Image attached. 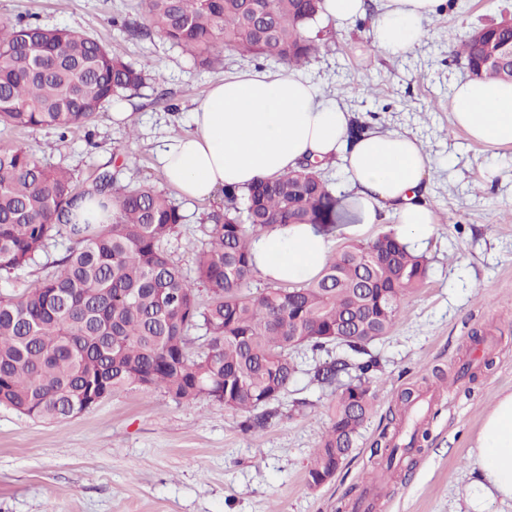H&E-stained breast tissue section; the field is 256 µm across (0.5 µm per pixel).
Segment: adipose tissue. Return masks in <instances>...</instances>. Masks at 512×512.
I'll return each mask as SVG.
<instances>
[{
	"instance_id": "adipose-tissue-1",
	"label": "adipose tissue",
	"mask_w": 512,
	"mask_h": 512,
	"mask_svg": "<svg viewBox=\"0 0 512 512\" xmlns=\"http://www.w3.org/2000/svg\"><path fill=\"white\" fill-rule=\"evenodd\" d=\"M444 0H384L373 22L375 47L391 56L411 53ZM455 127L490 149L512 145V83L469 79L448 100ZM350 114L323 99L296 70H248L214 83L193 112L194 129L161 150L166 178L186 198L205 200L219 188L247 189L304 161H342L362 223L391 211L403 241L420 244L438 217L425 201L432 176L428 155L412 137L372 131L348 136ZM261 275L286 283L315 278L330 251L329 237L309 224H291L253 238ZM476 476L467 490L473 512L512 504V391L499 393L477 436Z\"/></svg>"
}]
</instances>
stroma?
I'll return each mask as SVG.
<instances>
[{
  "label": "stroma",
  "mask_w": 512,
  "mask_h": 512,
  "mask_svg": "<svg viewBox=\"0 0 512 512\" xmlns=\"http://www.w3.org/2000/svg\"><path fill=\"white\" fill-rule=\"evenodd\" d=\"M365 2L366 16L347 25L320 20L326 45L301 73L371 129L421 144L439 223L416 248L428 261L423 286L370 347L380 363L373 407L343 467L320 487L307 482L340 387L312 381L310 368L326 355L302 347L272 419L248 432L242 414L211 398L185 405L140 387L61 424L0 407V512H356L377 473L385 482L372 512H469L476 437L496 396L512 391V146L486 149L453 126L448 99L469 73L448 35L512 17V0H446L423 42L397 58L373 46L381 0ZM0 15L77 31L125 62L153 64L157 80L112 101L88 127L62 139L50 128L0 125V147L30 145L81 190L106 169L119 184L165 192L185 217L167 252L194 275L206 216L224 196L180 198L158 153L192 129L212 84L250 61L228 54L205 69L158 32L129 36L128 27L147 24L140 0H0ZM117 112L129 120H114ZM68 246L56 239L37 265L0 277V294L33 287Z\"/></svg>",
  "instance_id": "1"
}]
</instances>
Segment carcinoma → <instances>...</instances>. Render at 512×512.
Segmentation results:
<instances>
[{
    "mask_svg": "<svg viewBox=\"0 0 512 512\" xmlns=\"http://www.w3.org/2000/svg\"><path fill=\"white\" fill-rule=\"evenodd\" d=\"M144 8L149 28L204 68L230 52L298 69L320 50L307 32L324 0H144ZM510 37L503 20L448 41L477 78L510 83L512 69L490 68L482 54ZM151 72L150 63L128 64L83 33L0 17V124L52 127L63 139L112 99L143 87ZM223 194L224 208L206 217L209 247L196 257L193 282L164 248L184 221L168 196L120 186L107 171L79 190L68 171L41 164L27 145L1 146L0 272L37 263L58 236L72 247L34 287L0 297V406L61 423L96 398L138 386L250 413L288 390L297 373L293 350L336 346L341 354L316 365L313 380L332 385L353 371L348 388L360 401L336 396L307 478L337 473L372 409L377 361L368 345L389 334L422 286L427 261L389 230L336 252L314 280L247 294L259 274L254 236L288 224L330 235L353 214L310 162ZM88 195L113 211L112 222H77ZM200 286L209 295L204 306ZM197 329L204 334L191 335Z\"/></svg>",
    "mask_w": 512,
    "mask_h": 512,
    "instance_id": "cac0c4a2",
    "label": "carcinoma"
}]
</instances>
